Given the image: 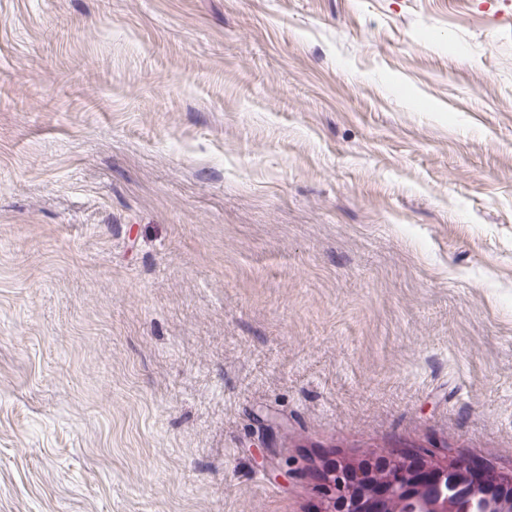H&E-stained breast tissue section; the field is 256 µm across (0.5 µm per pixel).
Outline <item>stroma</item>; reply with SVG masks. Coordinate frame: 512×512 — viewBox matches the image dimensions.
<instances>
[{
  "instance_id": "obj_1",
  "label": "stroma",
  "mask_w": 512,
  "mask_h": 512,
  "mask_svg": "<svg viewBox=\"0 0 512 512\" xmlns=\"http://www.w3.org/2000/svg\"><path fill=\"white\" fill-rule=\"evenodd\" d=\"M369 453L512 473V0H0V512Z\"/></svg>"
}]
</instances>
